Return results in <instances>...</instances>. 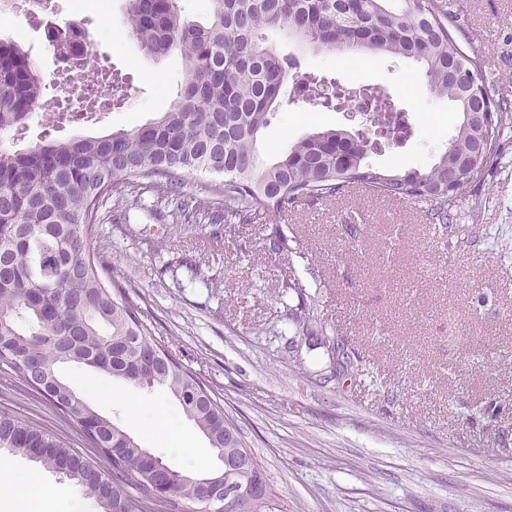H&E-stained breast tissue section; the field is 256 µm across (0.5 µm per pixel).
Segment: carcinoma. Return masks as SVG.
<instances>
[{
    "mask_svg": "<svg viewBox=\"0 0 512 512\" xmlns=\"http://www.w3.org/2000/svg\"><path fill=\"white\" fill-rule=\"evenodd\" d=\"M203 25L182 16L177 0H129L132 35L149 55L180 52L185 77L172 108L155 122L99 138L45 141L24 151L0 148V364L46 399L81 430L95 453L87 457L53 431L0 411V454L24 455L81 488L99 512H209L200 483L219 477L239 491L231 512H278L277 495L235 423L196 372L156 339L128 287L112 276L104 247H91L107 204L150 194L176 223L204 213L229 229L260 213L278 217L302 201H328L354 184L392 199L424 203L448 224V197L483 179L500 156L512 105L497 99L484 78L466 94L454 72L465 60V36L445 0H209ZM278 29L315 50L355 51L373 57L412 59L425 68L431 89L456 105L460 122L438 160L424 169L382 172L369 154L412 133L390 99L365 89V131L321 129L296 141L271 164L260 162L258 138L283 102L321 99L323 77L294 73L295 59L263 45L262 31ZM43 77L15 41L0 39V134L25 128L41 100ZM79 103L109 107L112 99L79 94ZM486 113L485 125L470 113ZM490 144L476 172L458 157L472 151L478 129ZM197 172L224 177L203 197L183 192ZM297 294L306 313L288 316L296 332L316 334L315 299L299 278L283 277L279 299ZM343 377L359 367L332 347ZM83 365L141 388L161 387L186 417L224 454V469L176 467L142 447L111 419L93 410L57 368Z\"/></svg>",
    "mask_w": 512,
    "mask_h": 512,
    "instance_id": "carcinoma-1",
    "label": "carcinoma"
}]
</instances>
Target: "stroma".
Masks as SVG:
<instances>
[{"instance_id":"1","label":"stroma","mask_w":512,"mask_h":512,"mask_svg":"<svg viewBox=\"0 0 512 512\" xmlns=\"http://www.w3.org/2000/svg\"><path fill=\"white\" fill-rule=\"evenodd\" d=\"M58 24L76 23L91 43L83 69L57 66L39 22L18 4L6 39L24 47L44 78L39 106L20 139L103 137L142 126L167 112L184 77L180 55H147L131 36L127 0H87L75 15L52 0ZM467 20L460 46L481 62L496 98L512 102V0H451ZM274 49L301 71L388 94L408 113L413 135L368 161L384 170L427 167L459 121L452 102L430 90L421 64L362 58L350 71L330 51L303 50L279 31ZM104 76L124 89L123 105L94 121L62 109L81 81ZM361 119L308 104L282 106L258 140L263 162L284 155L314 127L360 129ZM153 200L118 210L100 225L98 243L112 251L113 276L134 287L180 362L201 370L238 425L282 512H512V128L500 158L467 188L435 230L424 204L348 189L332 201L304 202L287 221L268 215L225 235L204 219L173 223L152 215ZM286 228L288 251L262 249ZM294 266L315 297L325 336L342 340L364 374L336 382L330 352L316 336H297L289 357L285 319L296 295L276 304L280 267ZM112 403L100 414L145 448L180 467L219 462L208 439L177 400L105 373ZM158 414L135 428L127 406ZM0 410L48 426L88 453L79 429L41 395L0 385Z\"/></svg>"}]
</instances>
